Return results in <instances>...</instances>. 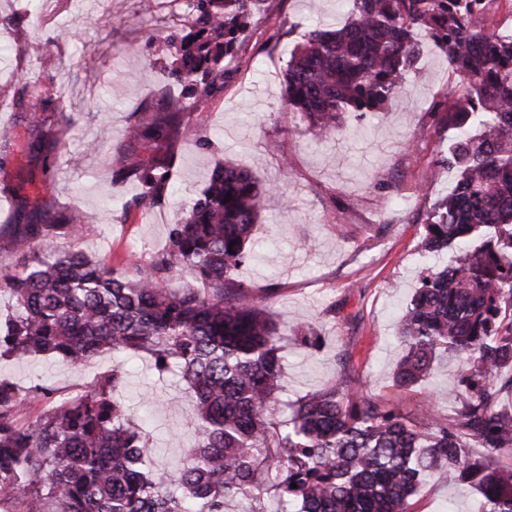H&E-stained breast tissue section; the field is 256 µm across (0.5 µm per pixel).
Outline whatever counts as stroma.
<instances>
[{"instance_id":"obj_1","label":"stroma","mask_w":512,"mask_h":512,"mask_svg":"<svg viewBox=\"0 0 512 512\" xmlns=\"http://www.w3.org/2000/svg\"><path fill=\"white\" fill-rule=\"evenodd\" d=\"M336 0H275L254 18L224 86L202 104L175 149L177 192L149 210H123L135 184L113 182L108 163L125 127L150 117L180 88L165 70L173 56L166 35L181 31L178 0H0V138L11 142L0 161L9 184L23 182L42 220L77 207L89 217L83 234L57 237L125 268L132 251L164 247L186 203L211 169L230 159L255 171L270 192L253 237L261 259L240 269L247 303L267 306L283 325L302 324L320 337L312 356L287 344L285 393L297 398L334 380L342 357L366 393L400 402L416 423L452 417L463 387L455 360L434 362L416 392L392 386L404 348L401 311L431 267L448 254L425 258V215L447 193L454 172L436 160L448 141V88L458 78L432 46L423 51L406 88L408 103L392 112L347 114L341 135L315 145L299 116L283 111L288 52L314 22L343 20ZM50 106L65 102L48 152L31 155L32 130L17 104L26 87ZM277 284L266 297L269 284ZM118 398L149 433L157 473L184 462L193 444L188 418L194 401L179 376H158L142 353L124 357ZM111 352L81 366L32 355L0 358V380L19 389L48 382L63 396L86 392L112 370ZM412 512H475L474 495L433 481L409 500Z\"/></svg>"}]
</instances>
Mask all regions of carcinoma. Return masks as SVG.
I'll return each instance as SVG.
<instances>
[{"label":"carcinoma","mask_w":512,"mask_h":512,"mask_svg":"<svg viewBox=\"0 0 512 512\" xmlns=\"http://www.w3.org/2000/svg\"><path fill=\"white\" fill-rule=\"evenodd\" d=\"M494 0H341V25L316 24L287 61L283 107L301 113L312 139L338 134L345 114L404 105L407 77L424 46L448 59L459 84L448 89L450 144L439 167L458 179L426 213L425 257L457 255L433 268L400 319L405 353L394 387L414 391L438 359L462 362L465 394L454 417L410 422L399 404L364 393L347 363L328 385L294 401L284 396L283 336L273 314L244 303L238 270L259 258L250 242L267 194L231 161L173 225L150 261L131 259L117 275L54 239L75 233L84 213L42 224L27 196L15 197L28 224L14 239L19 268L0 271V294L15 300L0 319V357L46 354L82 365L103 350L112 373L79 397L50 384L26 392L0 381V508L4 512H409L431 478L477 492V512H512V29L489 23ZM267 0H183L193 17L167 37L177 58L167 78L182 89L167 112L126 128V148L109 163L116 183L138 182L133 204L149 209L175 188L171 149L202 101L220 88L251 18ZM32 127L53 133L55 112L30 100ZM139 145L164 149L145 167L127 161ZM231 200H226V196ZM204 289L171 292L172 274ZM129 350L150 356L161 376L179 374L195 399L187 462L166 478L151 469L149 440L116 398ZM40 407L22 422L24 410Z\"/></svg>","instance_id":"obj_1"}]
</instances>
